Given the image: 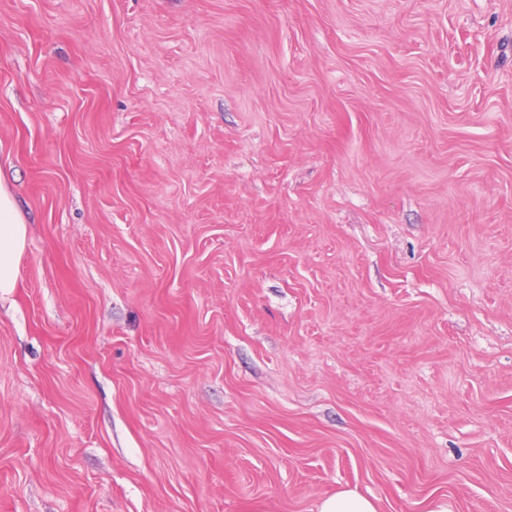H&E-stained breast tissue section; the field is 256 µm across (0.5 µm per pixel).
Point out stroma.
<instances>
[{
  "label": "stroma",
  "mask_w": 512,
  "mask_h": 512,
  "mask_svg": "<svg viewBox=\"0 0 512 512\" xmlns=\"http://www.w3.org/2000/svg\"><path fill=\"white\" fill-rule=\"evenodd\" d=\"M0 512H512V0H0ZM26 243L27 223L0 176V295H9L17 287ZM319 512H378V508L372 500L345 490L325 498Z\"/></svg>",
  "instance_id": "1"
}]
</instances>
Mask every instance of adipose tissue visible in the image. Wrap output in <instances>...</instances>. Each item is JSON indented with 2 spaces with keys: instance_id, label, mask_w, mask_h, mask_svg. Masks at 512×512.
I'll return each instance as SVG.
<instances>
[{
  "instance_id": "obj_1",
  "label": "adipose tissue",
  "mask_w": 512,
  "mask_h": 512,
  "mask_svg": "<svg viewBox=\"0 0 512 512\" xmlns=\"http://www.w3.org/2000/svg\"><path fill=\"white\" fill-rule=\"evenodd\" d=\"M27 243V224L8 187L0 182V295L11 294L19 278V259Z\"/></svg>"
}]
</instances>
